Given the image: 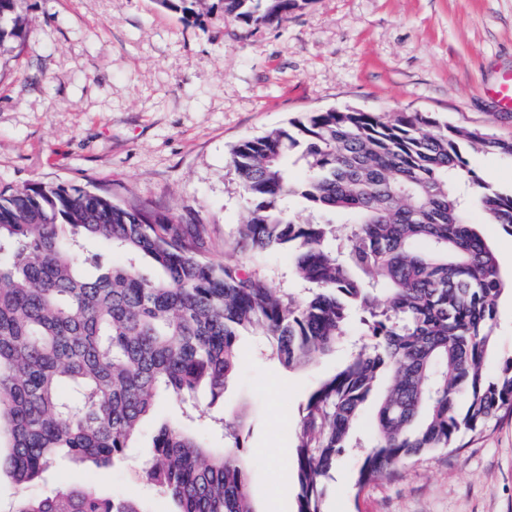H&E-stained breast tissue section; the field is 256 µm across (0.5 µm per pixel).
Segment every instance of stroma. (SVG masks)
Here are the masks:
<instances>
[{
	"instance_id": "stroma-1",
	"label": "stroma",
	"mask_w": 512,
	"mask_h": 512,
	"mask_svg": "<svg viewBox=\"0 0 512 512\" xmlns=\"http://www.w3.org/2000/svg\"><path fill=\"white\" fill-rule=\"evenodd\" d=\"M28 25L0 44V190L63 183L111 191L202 222L209 259L242 263L273 287L305 296L286 253L234 249L244 222L230 164L234 145L287 128L308 112L353 107L424 112L512 141V111L489 85L512 73V0H313L286 24L254 26L207 0L189 20L160 0H22ZM247 356L223 398L199 395L207 415L243 410L241 456L259 512H294L295 427L317 383L348 349L319 364L283 366L266 337L240 339ZM159 402L124 463L100 473L60 462L43 476L175 512L142 471L157 426L182 421ZM362 449L338 458L325 512H512V410L458 453L435 452L357 486Z\"/></svg>"
}]
</instances>
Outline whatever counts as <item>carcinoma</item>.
Instances as JSON below:
<instances>
[{
    "label": "carcinoma",
    "instance_id": "obj_1",
    "mask_svg": "<svg viewBox=\"0 0 512 512\" xmlns=\"http://www.w3.org/2000/svg\"><path fill=\"white\" fill-rule=\"evenodd\" d=\"M20 0H0V42L19 39ZM185 16L201 0H162ZM224 14L282 24L312 0H221ZM231 150L247 218L238 243L284 250L311 285L301 299L238 262L216 263L200 233L144 205L77 186L0 191V474L26 487L66 457L122 463L161 398H215L239 370V337L269 336L288 368L336 351L356 324L366 342L309 394L297 423L296 512H324L323 490L375 383L357 484L411 458L459 452L512 408V356L489 375L507 290L472 220L512 233V194L470 157L512 141L418 112H308ZM302 163L303 180L291 174ZM105 244L118 257L95 251ZM224 447L185 425L153 436L146 480L177 512H258L239 454L244 412L220 419ZM9 512H149L90 487L24 495Z\"/></svg>",
    "mask_w": 512,
    "mask_h": 512
}]
</instances>
